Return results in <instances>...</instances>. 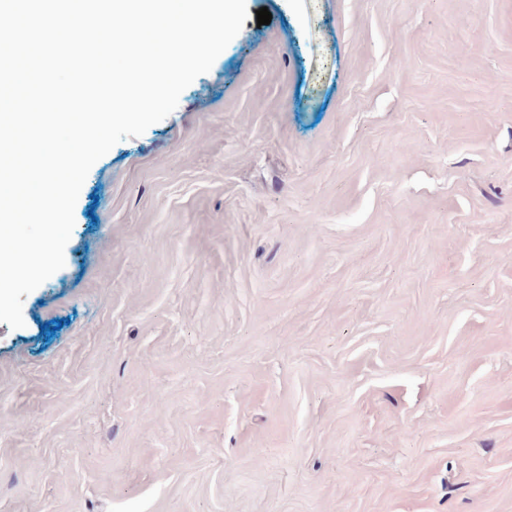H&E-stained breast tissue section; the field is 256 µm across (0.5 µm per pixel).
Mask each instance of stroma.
Returning a JSON list of instances; mask_svg holds the SVG:
<instances>
[{
    "label": "stroma",
    "mask_w": 512,
    "mask_h": 512,
    "mask_svg": "<svg viewBox=\"0 0 512 512\" xmlns=\"http://www.w3.org/2000/svg\"><path fill=\"white\" fill-rule=\"evenodd\" d=\"M246 2L0 323V512H512V0Z\"/></svg>",
    "instance_id": "1"
}]
</instances>
